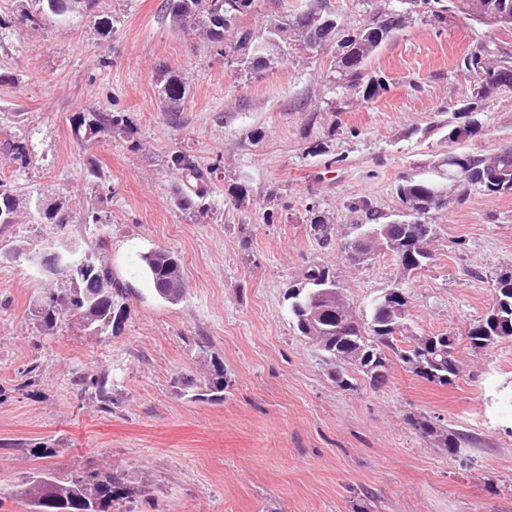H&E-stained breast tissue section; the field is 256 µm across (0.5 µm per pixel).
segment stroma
I'll use <instances>...</instances> for the list:
<instances>
[{"label": "stroma", "mask_w": 512, "mask_h": 512, "mask_svg": "<svg viewBox=\"0 0 512 512\" xmlns=\"http://www.w3.org/2000/svg\"><path fill=\"white\" fill-rule=\"evenodd\" d=\"M163 0H106L111 33L77 16L0 39V142L31 145L26 169L0 153V178L21 204L0 224V512H28L24 481L96 470L122 476L134 512H512V340L471 348L465 333L492 307L497 276L512 272V194L456 190L449 154L486 157L512 146V88L472 94L462 59L477 45L512 49V30H492L420 7L369 59L389 90L374 99L348 88L337 47L315 52L269 44V21L315 0H258L242 20L266 44L267 67L247 73L195 36L175 32ZM344 28L364 26L398 0H327ZM108 67H100V58ZM178 71L188 95L162 112L155 75ZM107 107L127 114V135L78 143L70 119ZM476 122L474 136L448 131ZM185 149L219 163L204 214L175 205L168 163ZM104 180L88 175L90 165ZM407 180L447 186L432 224V259L403 270L394 256L343 264L321 247L320 219L341 238L405 213ZM61 202L69 224H38L29 203ZM100 212L103 223L91 220ZM179 254L185 293L158 299L139 256ZM92 254L129 290L121 331L97 336L68 318L37 331L39 297L69 287L37 263L46 250ZM335 270L357 315L398 286L408 297L407 336H455L462 370L440 386L390 356L383 384L354 373L352 389L288 313V287L311 266ZM224 366V398L194 400L182 381ZM107 376L102 409L78 381ZM430 420L435 436L412 421ZM461 438L448 454L439 432ZM44 442L53 451L35 458Z\"/></svg>", "instance_id": "35a3bbf8"}]
</instances>
